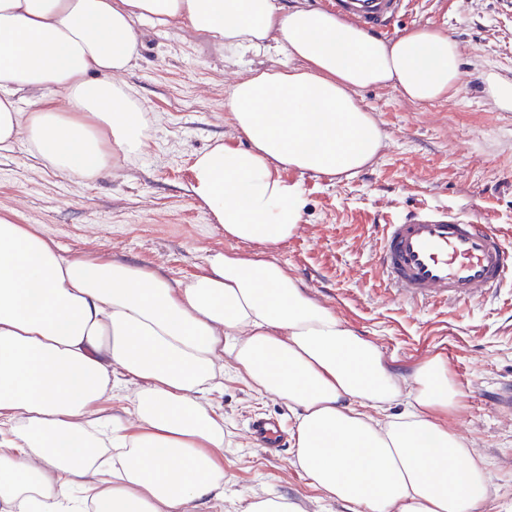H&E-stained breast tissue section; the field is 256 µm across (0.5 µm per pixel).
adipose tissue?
<instances>
[{
  "label": "adipose tissue",
  "instance_id": "obj_1",
  "mask_svg": "<svg viewBox=\"0 0 512 512\" xmlns=\"http://www.w3.org/2000/svg\"><path fill=\"white\" fill-rule=\"evenodd\" d=\"M144 20L297 62L235 82L224 106L247 147L219 141L190 166L193 200L226 241L257 250L211 255L201 274L173 280L62 256L0 213V512H63L75 489L73 512L223 501L224 415L211 396L228 367L295 413V466L346 512H482L488 462L453 426L465 403L447 357L393 371L272 253L304 206L286 171L350 176L381 149L355 90L446 98L457 43L430 28L383 39L299 0H0V146L25 139L80 181L143 153L150 122L124 75ZM22 91L35 95L26 110ZM116 376L135 387L120 415L105 408Z\"/></svg>",
  "mask_w": 512,
  "mask_h": 512
}]
</instances>
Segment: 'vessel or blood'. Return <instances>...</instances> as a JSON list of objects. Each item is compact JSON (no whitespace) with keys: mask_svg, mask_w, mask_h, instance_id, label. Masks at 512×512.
I'll list each match as a JSON object with an SVG mask.
<instances>
[{"mask_svg":"<svg viewBox=\"0 0 512 512\" xmlns=\"http://www.w3.org/2000/svg\"><path fill=\"white\" fill-rule=\"evenodd\" d=\"M337 14L383 32L403 12L405 0H327ZM375 255L386 285L409 303L465 305L483 300L512 280V247L491 224L476 223L460 210L421 206L397 221L374 227ZM250 435L259 447L283 445L279 424L252 420Z\"/></svg>","mask_w":512,"mask_h":512,"instance_id":"1","label":"vessel or blood"}]
</instances>
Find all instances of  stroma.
Returning a JSON list of instances; mask_svg holds the SVG:
<instances>
[{"mask_svg": "<svg viewBox=\"0 0 512 512\" xmlns=\"http://www.w3.org/2000/svg\"><path fill=\"white\" fill-rule=\"evenodd\" d=\"M417 27L443 30L462 57L460 84L426 104L397 90L370 87L356 97L385 134L373 162L355 176L288 172L303 189L296 234L274 255L320 302L374 341L396 372L440 352L464 391L458 429L490 471L483 512H512V413L490 394L512 387V284L486 301L458 307L407 303L387 290L376 265L373 227L423 205H445L492 224L512 243V112L487 97L483 72L512 77V0H411L394 35ZM142 50L125 79L151 116L144 153L91 181L45 167L25 140L0 149V210L35 225L67 257L99 254L153 264L173 279L200 273L208 255L252 245L230 244L189 188L194 156L224 138L245 146L224 99L250 71L288 69L277 49L230 51L203 33L140 24ZM212 401L224 414V499L202 512H238L242 499L288 496L305 512H343L318 499L292 464L291 447L270 455L246 429L267 416L294 426L287 407L257 399L232 372Z\"/></svg>", "mask_w": 512, "mask_h": 512, "instance_id": "35a3bbf8", "label": "stroma"}]
</instances>
